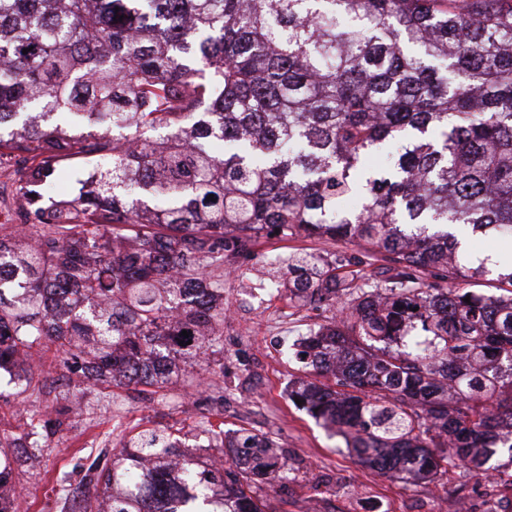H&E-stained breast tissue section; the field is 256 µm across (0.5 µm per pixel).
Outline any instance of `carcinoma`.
<instances>
[{
  "label": "carcinoma",
  "mask_w": 512,
  "mask_h": 512,
  "mask_svg": "<svg viewBox=\"0 0 512 512\" xmlns=\"http://www.w3.org/2000/svg\"><path fill=\"white\" fill-rule=\"evenodd\" d=\"M3 156L0 369L50 344L162 397L175 358L224 351V268L264 237L347 241L288 257L294 298L340 304L306 333L336 387L292 397L407 482L512 455V263H464L455 231L512 244V0H0ZM78 168L76 195H45ZM231 447L282 478L269 437ZM180 448L102 449L77 512H265L234 459L174 475Z\"/></svg>",
  "instance_id": "1"
}]
</instances>
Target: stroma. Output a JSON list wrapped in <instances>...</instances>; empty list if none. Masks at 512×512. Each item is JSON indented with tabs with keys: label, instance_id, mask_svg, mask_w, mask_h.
Here are the masks:
<instances>
[{
	"label": "stroma",
	"instance_id": "1",
	"mask_svg": "<svg viewBox=\"0 0 512 512\" xmlns=\"http://www.w3.org/2000/svg\"><path fill=\"white\" fill-rule=\"evenodd\" d=\"M336 249L335 243L317 238H263L250 258L225 272L224 368L206 375L203 385L194 382L200 365L193 359L180 361L166 397L152 401L127 388L89 385L60 370L51 350L35 355L27 370L29 385H9L8 373L1 370V436L28 446L24 422L33 411L58 423L39 439V467L14 471L21 489L15 512H72L75 502L65 497L60 482L68 480L73 491H81V464L119 441L113 419L117 401L124 407L126 428L171 434L201 447L203 456L218 464L225 456L211 445V427L229 436L268 434L288 465L284 479L277 481L258 471L251 474L253 492L268 512H459L463 501L470 512H486L490 495L511 506L508 453L492 459L495 482L489 486L460 463L434 479L405 482L363 466L341 436L289 399V385L312 378L296 357L302 335L310 325L331 324L337 309L290 301L280 262L294 253L326 257ZM217 389L224 395L220 404L211 400Z\"/></svg>",
	"mask_w": 512,
	"mask_h": 512
}]
</instances>
